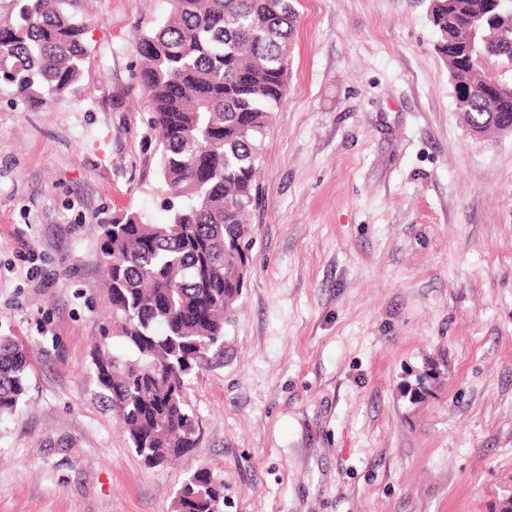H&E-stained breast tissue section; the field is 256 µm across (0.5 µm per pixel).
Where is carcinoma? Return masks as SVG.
Returning a JSON list of instances; mask_svg holds the SVG:
<instances>
[{
	"label": "carcinoma",
	"mask_w": 512,
	"mask_h": 512,
	"mask_svg": "<svg viewBox=\"0 0 512 512\" xmlns=\"http://www.w3.org/2000/svg\"><path fill=\"white\" fill-rule=\"evenodd\" d=\"M436 49L446 59L464 123L512 113V80L474 54L464 69L448 41L482 15L490 58L512 27V0L494 20L488 0H426ZM83 0H14L0 15V82L30 109L63 102L81 82L93 21ZM297 14L293 0H169L168 12L137 30L138 82L159 138L165 224L125 212L95 226L112 321L91 353L100 396L145 462L160 465L195 447L188 381L222 357L250 268V211L273 112L284 102ZM120 341L124 351L110 346ZM29 348L0 336V419L26 392ZM224 482L207 468L181 487L174 512H221Z\"/></svg>",
	"instance_id": "1"
}]
</instances>
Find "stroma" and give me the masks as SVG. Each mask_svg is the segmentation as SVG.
Instances as JSON below:
<instances>
[{
    "mask_svg": "<svg viewBox=\"0 0 512 512\" xmlns=\"http://www.w3.org/2000/svg\"><path fill=\"white\" fill-rule=\"evenodd\" d=\"M294 5L247 282L171 465L130 448L89 368L110 316L94 225L169 218L132 46L168 0H86L67 101L32 111L0 87V336L34 348L0 421V512H173L201 468L223 512L512 499V134L459 122L424 0Z\"/></svg>",
    "mask_w": 512,
    "mask_h": 512,
    "instance_id": "obj_1",
    "label": "stroma"
}]
</instances>
